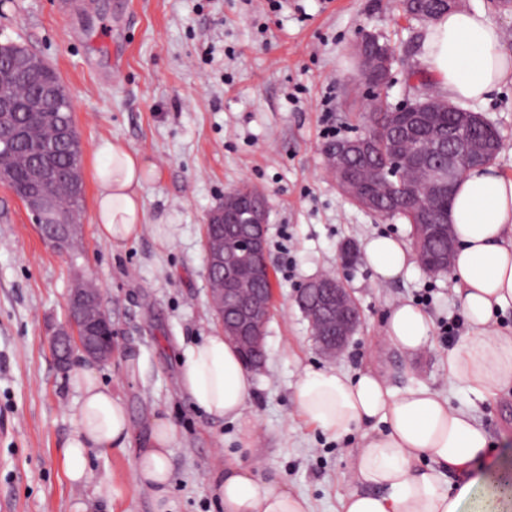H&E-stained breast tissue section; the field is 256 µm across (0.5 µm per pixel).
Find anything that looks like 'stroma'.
I'll return each mask as SVG.
<instances>
[{
    "instance_id": "obj_1",
    "label": "stroma",
    "mask_w": 512,
    "mask_h": 512,
    "mask_svg": "<svg viewBox=\"0 0 512 512\" xmlns=\"http://www.w3.org/2000/svg\"><path fill=\"white\" fill-rule=\"evenodd\" d=\"M385 34L397 62L383 88L411 98L424 71L425 25L399 17L393 0H0V40L42 55L74 107L83 155V246L59 252L39 234L15 193L0 185V512H154L135 479L138 449L155 418L176 427L168 512H223L210 491L227 464L254 470L307 498L313 512H341L359 432L331 437L301 418L293 392L304 368L381 371L390 386L426 385L473 409L512 458V389L482 400L450 382V340L409 358L384 341L392 305L409 300L433 323L463 313L451 276L418 260L380 285L363 253L369 239L409 242L403 221H382L337 189L323 148L363 132L357 111L369 89L354 46ZM496 122L504 149L496 170L512 178V84L474 103ZM118 139L160 170L144 192L142 234L120 248L97 231L95 147ZM249 184L268 199L273 307L266 366L253 377L242 421L197 409L181 386L184 349L219 330L208 299L203 226L225 192ZM358 259L343 264L342 249ZM343 278L361 324L336 359L316 347L294 300L306 279ZM93 280L112 320V358L99 382L124 401L127 447L90 451L87 482H71L63 449L81 397L49 341L67 318L76 276Z\"/></svg>"
}]
</instances>
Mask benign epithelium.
Returning <instances> with one entry per match:
<instances>
[{
	"label": "benign epithelium",
	"mask_w": 512,
	"mask_h": 512,
	"mask_svg": "<svg viewBox=\"0 0 512 512\" xmlns=\"http://www.w3.org/2000/svg\"><path fill=\"white\" fill-rule=\"evenodd\" d=\"M382 35L366 33L358 44L361 59V77L370 86L368 100H373L389 78L397 62L392 48L381 41ZM3 70L12 72L18 79L39 84L40 91L32 98L9 93L0 86V159L12 156L15 138L30 132H22L8 122L13 112H50L59 100L56 83L42 79L43 71L35 61L0 55ZM486 143L471 146L455 136L448 143L438 140L435 153L445 158L437 165L423 164L415 155L402 151L396 142L390 150L388 164L396 175L408 172L410 180L398 179L397 199L414 201L418 192L431 186L448 183L453 190L458 180L484 151ZM371 150L368 132L339 141L330 150L338 174L336 183L341 192L355 197L362 203H372L373 194L370 177L355 171L351 160L367 155ZM56 179L51 172L41 169L27 197V208L34 222L40 226H51L53 231L45 240L63 249L75 229L73 224L60 221L56 198L45 189L46 183ZM245 207L244 199L235 192L224 196V206L214 210L208 218L206 228V272H217L224 278V296L228 305L217 311L224 336L241 353L246 367L254 372L263 369L266 329L271 316L272 294L268 289H247V281L262 276L270 278V258L267 243V207L254 206L249 209V223L242 227L230 224L231 218ZM100 316L94 319L76 313L74 305L77 295L69 299V323L72 332L53 343L57 360L62 364L71 361L75 353L91 362L103 363L112 358V337L89 335L91 323L108 322V308L103 296H98ZM296 302L310 323H315L326 313H334L340 320L336 334L320 341L319 349L327 357L341 354L350 337L358 327V308L350 290L339 276L310 279L297 288Z\"/></svg>",
	"instance_id": "obj_1"
}]
</instances>
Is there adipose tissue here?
<instances>
[{"instance_id":"ef3b65f1","label":"adipose tissue","mask_w":512,"mask_h":512,"mask_svg":"<svg viewBox=\"0 0 512 512\" xmlns=\"http://www.w3.org/2000/svg\"><path fill=\"white\" fill-rule=\"evenodd\" d=\"M424 59L438 91L454 101H483L512 83V54L503 50L498 26L480 11L441 16L428 31ZM95 157L98 234L119 248L142 232L143 192L158 178V167L118 140L101 141ZM450 215L455 292L473 334L449 349L448 377L484 398L512 388V333L492 327L495 311L512 307V178L491 167L467 172ZM365 257L381 283L409 268L405 244L388 236L369 239ZM433 332L429 315L410 301L392 306L384 328L386 342L406 354L429 345ZM74 379L81 399L65 456L70 480L81 483L87 452L125 447L129 425L121 397L92 371L77 370ZM182 381L194 405L217 419H239L252 396V376L220 331L187 347ZM293 404L325 433L362 432L343 512H512V469L483 465L492 454L487 430L429 387L400 392L370 369L354 377L333 367L307 369ZM175 435L173 423L156 419L152 445L136 461V481L154 491L156 512L168 509ZM211 490L224 512H311L309 501L286 484L259 482L239 466L225 467Z\"/></svg>"}]
</instances>
